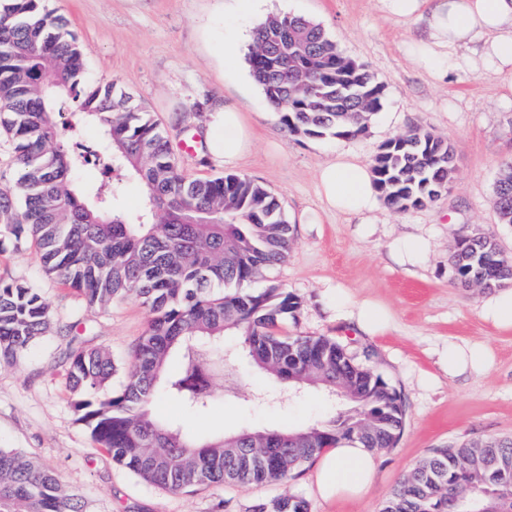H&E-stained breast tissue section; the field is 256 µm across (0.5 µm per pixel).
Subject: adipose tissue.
Listing matches in <instances>:
<instances>
[{
  "instance_id": "adipose-tissue-1",
  "label": "adipose tissue",
  "mask_w": 512,
  "mask_h": 512,
  "mask_svg": "<svg viewBox=\"0 0 512 512\" xmlns=\"http://www.w3.org/2000/svg\"><path fill=\"white\" fill-rule=\"evenodd\" d=\"M384 12L397 21L418 26L414 61L434 78L456 65L459 49L472 50L500 84L512 86V0H381ZM211 155L225 166L237 165L250 151L252 131L238 107L229 101L212 105L205 128ZM318 194L326 211L369 224L381 206L368 163L347 152L337 153L317 171ZM336 310L353 329L374 334L392 320L383 304L352 300L335 288ZM452 378L481 374L491 354L481 344L449 345L445 356ZM377 455L356 443L343 442L320 459L317 475L322 500L361 498L370 490Z\"/></svg>"
}]
</instances>
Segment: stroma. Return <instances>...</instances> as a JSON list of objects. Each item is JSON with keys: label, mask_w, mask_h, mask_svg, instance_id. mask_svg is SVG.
Here are the masks:
<instances>
[{"label": "stroma", "mask_w": 512, "mask_h": 512, "mask_svg": "<svg viewBox=\"0 0 512 512\" xmlns=\"http://www.w3.org/2000/svg\"><path fill=\"white\" fill-rule=\"evenodd\" d=\"M87 51V76L116 80L144 101L166 129L171 146L202 131L211 104L229 100L249 117L254 144L236 167L281 201L295 238L284 262L243 284L246 292L277 287L297 297L301 309L282 326L290 336H330L359 355L394 384L406 399L397 447L380 452L373 490L358 500L323 501L317 494V464L277 485H214L171 493L116 466L80 421L66 384V357L73 348L108 350L117 369L104 387H123L129 354L148 326V312L136 298L88 306L83 295L45 274L33 240L15 244L0 232V278L39 288L52 312L47 332L16 363L0 365V448H13L55 472L77 493L85 512H249L252 505L291 494L308 501L310 512H381L382 503L404 475L433 449L488 437L512 438V329L485 321V291L454 279L451 257L461 230L494 236L512 257V224L499 223L494 186L501 165L512 160V91L487 72L459 69L442 81L418 70L410 53L414 27L385 17L379 0H260L243 12L237 0H49ZM289 13L321 25L338 48L365 64L385 85L381 109L354 138L310 139L283 132L262 89L250 75L248 52L255 28L269 16ZM239 66L224 67L226 52ZM421 127L450 142L456 154L448 192L423 208H383L374 234L359 237L355 219L323 215L302 224L298 216L316 210L318 166L347 151L371 161L388 140ZM77 179L93 184L112 179L120 204L136 213L141 186L113 171L88 165ZM425 237L429 253L417 266H402L389 243L400 236ZM339 286L358 299H373L393 314L391 326L375 336L355 333L326 302ZM481 342L493 354L482 376L449 378L442 355L449 344ZM227 362L236 370L238 395L205 412L191 413L162 397L153 404L164 421L193 437L243 429L300 427L340 412L334 399L309 391L291 397L285 387L251 369L233 335L224 338ZM268 389L272 401H252Z\"/></svg>", "instance_id": "1"}]
</instances>
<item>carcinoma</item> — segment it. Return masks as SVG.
Returning a JSON list of instances; mask_svg holds the SVG:
<instances>
[{"label":"carcinoma","mask_w":512,"mask_h":512,"mask_svg":"<svg viewBox=\"0 0 512 512\" xmlns=\"http://www.w3.org/2000/svg\"><path fill=\"white\" fill-rule=\"evenodd\" d=\"M248 63L289 135L355 137L384 100V84L301 16L278 14L261 23ZM63 103L75 116L72 129H100L94 158L60 143L52 115ZM1 128L17 154L14 187L0 192V224L15 244L33 238L45 270L91 306L133 296L148 309V328L119 391L96 398L116 370L109 353L78 347L68 354L75 409L113 462L177 493L212 484L283 483L343 440L376 451L396 447L405 415L397 388L372 377L334 338L279 335L280 323L299 309L295 296L276 287L259 294L224 291L288 255L294 229L279 199L245 176L185 177L167 132L150 113L115 81L88 80L83 47L45 0H0ZM454 159L449 143L417 128L387 141L371 167L384 204L403 211L448 191ZM92 161L142 185L138 213L121 207L114 184L87 188L74 181L73 173ZM495 195L500 222L512 224V162L501 168ZM454 266L466 288L491 290L512 281V261L490 234L461 235ZM50 319L36 288L0 279V365L16 362ZM228 331L256 367L292 393L321 388L350 410L304 428L244 430L205 441L159 421L150 410L158 396L202 412L234 392L218 384L233 376L215 353ZM171 361L173 370L167 369ZM0 512L84 509L52 472L0 448ZM251 512H309V505L285 494L257 502ZM381 512H512V439L434 449L391 491Z\"/></svg>","instance_id":"carcinoma-1"}]
</instances>
